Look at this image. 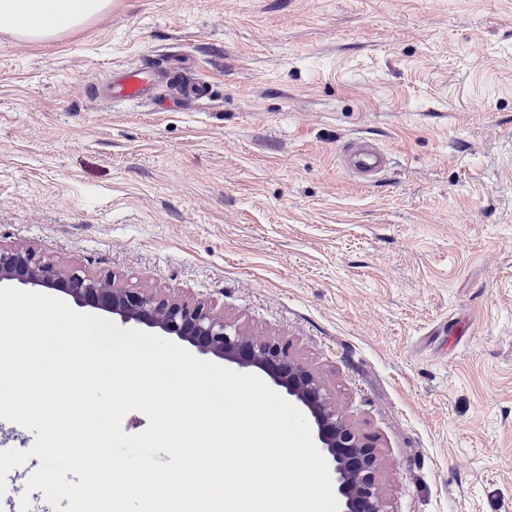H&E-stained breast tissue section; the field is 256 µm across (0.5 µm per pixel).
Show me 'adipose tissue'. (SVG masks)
I'll return each instance as SVG.
<instances>
[{"mask_svg":"<svg viewBox=\"0 0 512 512\" xmlns=\"http://www.w3.org/2000/svg\"><path fill=\"white\" fill-rule=\"evenodd\" d=\"M111 0H0V22L35 42H44L84 26Z\"/></svg>","mask_w":512,"mask_h":512,"instance_id":"ef3b65f1","label":"adipose tissue"}]
</instances>
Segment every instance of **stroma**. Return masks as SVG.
<instances>
[{
    "instance_id": "1",
    "label": "stroma",
    "mask_w": 512,
    "mask_h": 512,
    "mask_svg": "<svg viewBox=\"0 0 512 512\" xmlns=\"http://www.w3.org/2000/svg\"><path fill=\"white\" fill-rule=\"evenodd\" d=\"M212 94L112 103L115 65ZM390 156L366 185L341 163ZM0 243L287 340L386 512H512V0H112L0 24ZM111 3V0H1L0 22H6L23 38L44 42L84 26ZM347 150L344 161L349 171L361 178H375L385 172L388 166V154L379 146L366 142L368 138H356Z\"/></svg>"
}]
</instances>
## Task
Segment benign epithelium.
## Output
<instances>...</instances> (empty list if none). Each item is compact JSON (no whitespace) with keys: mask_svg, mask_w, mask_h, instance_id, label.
I'll list each match as a JSON object with an SVG mask.
<instances>
[{"mask_svg":"<svg viewBox=\"0 0 512 512\" xmlns=\"http://www.w3.org/2000/svg\"><path fill=\"white\" fill-rule=\"evenodd\" d=\"M12 284L57 291L79 306L112 314L123 324L146 326L160 336L176 337L202 355L262 372L307 416L342 512H385L377 447L338 413L320 378L293 355L288 343L251 336L212 305L128 288L110 274L65 268L30 247L0 245V286Z\"/></svg>","mask_w":512,"mask_h":512,"instance_id":"obj_1","label":"benign epithelium"}]
</instances>
